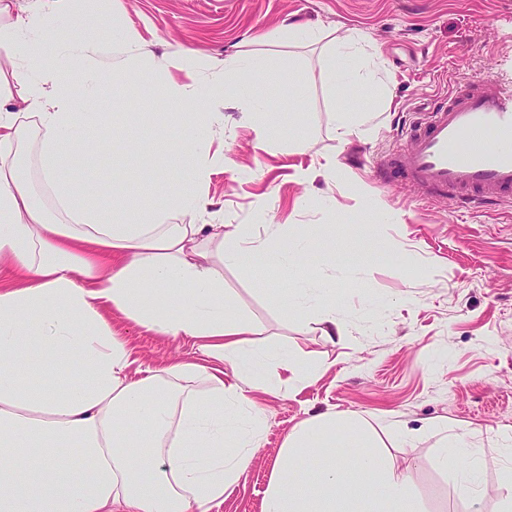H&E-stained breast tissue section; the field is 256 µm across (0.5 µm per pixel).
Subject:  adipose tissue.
<instances>
[{"label":"adipose tissue","instance_id":"1","mask_svg":"<svg viewBox=\"0 0 512 512\" xmlns=\"http://www.w3.org/2000/svg\"><path fill=\"white\" fill-rule=\"evenodd\" d=\"M14 4L0 0V264L13 270L0 284V512H213L250 469L264 432L245 384L275 392L317 374L287 351L264 348L256 325L229 311L224 270L268 260L299 269L289 300L304 308L312 278L302 268L316 259L326 227L292 233L276 225L252 246L245 225L184 223L209 205L202 185L216 158L208 144L222 117L200 107L199 85L169 77L168 58L143 53L130 26L119 31L124 62L97 69L94 79L118 75L167 100L195 101L190 112L146 115L159 143L174 131L186 151L178 180L160 185L164 206L121 202L108 216L87 207L66 175L69 154L126 125L125 113L98 111L92 95H77L59 66L85 57L82 34L94 18L80 17L63 47L49 39L43 9L15 18ZM277 39L324 42L331 93L352 88L369 98L362 111H337L341 141L373 129L393 76L379 57L365 56L359 34L328 41L291 25ZM339 56L359 64L337 69ZM224 72L238 78L229 94L244 118L257 117L261 60L231 56ZM23 112L37 119V174L62 221L48 219L19 168ZM113 313L164 336L200 339L221 365L136 369L132 348L108 321Z\"/></svg>","mask_w":512,"mask_h":512}]
</instances>
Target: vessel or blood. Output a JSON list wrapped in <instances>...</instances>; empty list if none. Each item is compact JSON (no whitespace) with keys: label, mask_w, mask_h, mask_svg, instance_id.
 I'll use <instances>...</instances> for the list:
<instances>
[{"label":"vessel or blood","mask_w":512,"mask_h":512,"mask_svg":"<svg viewBox=\"0 0 512 512\" xmlns=\"http://www.w3.org/2000/svg\"><path fill=\"white\" fill-rule=\"evenodd\" d=\"M377 168L434 205L511 202L512 89L478 78L434 99Z\"/></svg>","instance_id":"vessel-or-blood-1"}]
</instances>
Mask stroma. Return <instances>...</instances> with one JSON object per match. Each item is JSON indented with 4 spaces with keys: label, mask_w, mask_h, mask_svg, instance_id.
<instances>
[{
    "label": "stroma",
    "mask_w": 512,
    "mask_h": 512,
    "mask_svg": "<svg viewBox=\"0 0 512 512\" xmlns=\"http://www.w3.org/2000/svg\"><path fill=\"white\" fill-rule=\"evenodd\" d=\"M96 16L88 36V61L73 72L76 92L86 73L109 55H126L118 28L134 26L141 47L172 59L171 74L186 79L184 65L198 67L206 111L224 123L214 139L224 160L203 187L210 201L209 224H246L253 243L270 225L301 230L328 224L342 259L320 263L312 275L328 296L316 310L299 312L279 302L276 289L290 286L293 270L268 263L251 271H224L231 312L249 316L266 345L286 348L318 369L306 386L278 394L250 387L262 409L266 432L256 460L224 494L218 512H261L271 476L283 460L287 435L315 414L353 411L376 431L383 454L407 469L424 512H498L512 473V203L458 209L422 201L415 188L383 185L373 177L381 156L404 145L403 127L452 84L486 76L512 85V0H76L71 11L51 19L53 41L70 42L75 24ZM293 22L326 28L330 37L360 32L365 52L380 50L395 81L389 110L380 113L371 135L342 143L336 136L337 109H356L354 95L333 97L323 82L322 43L279 47L258 37ZM265 57L267 111L282 135L258 147L255 129L239 119L224 87V59ZM101 111L124 100L130 114L109 152L82 156L70 175L87 186V202L100 210L114 200H141V183L176 178L184 150L180 139L158 148L143 112H179L183 106L144 87L104 83ZM141 149L132 164L126 140ZM325 157L338 161L335 181L302 184L296 168ZM336 198L328 212L323 193ZM335 306L343 333L335 342L321 334L319 318ZM112 328L134 350L141 367L162 368L178 360L213 366L200 340L158 335L115 315ZM417 437L415 445L394 440L393 422ZM466 429L481 452L479 500L456 490L460 474L437 463L432 426Z\"/></svg>",
    "instance_id": "obj_1"
}]
</instances>
